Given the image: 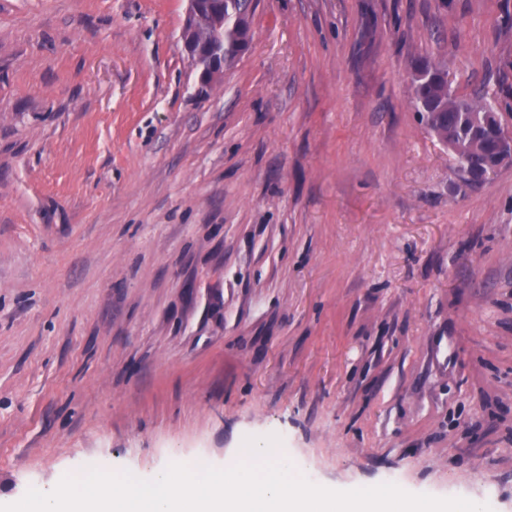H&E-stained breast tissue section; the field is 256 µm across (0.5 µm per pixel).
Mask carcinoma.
<instances>
[{"mask_svg":"<svg viewBox=\"0 0 512 512\" xmlns=\"http://www.w3.org/2000/svg\"><path fill=\"white\" fill-rule=\"evenodd\" d=\"M253 0H224V15L213 17L203 14L196 22L193 39L209 41L216 30L224 35V66L232 65L250 43L248 14L253 11ZM411 69H424L429 78L423 82L411 81L410 104L431 133L444 137L448 125L456 128L457 141L466 148L470 145L471 130L461 107L473 106L486 112L496 111L495 105L460 95L448 94L447 73L428 56H417L411 61Z\"/></svg>","mask_w":512,"mask_h":512,"instance_id":"1","label":"carcinoma"}]
</instances>
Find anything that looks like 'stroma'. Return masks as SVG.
<instances>
[{
  "instance_id": "obj_1",
  "label": "stroma",
  "mask_w": 512,
  "mask_h": 512,
  "mask_svg": "<svg viewBox=\"0 0 512 512\" xmlns=\"http://www.w3.org/2000/svg\"><path fill=\"white\" fill-rule=\"evenodd\" d=\"M257 0L201 87L187 0H0V501L278 436L321 486L512 512V165L409 102L502 92L512 0ZM411 69H424L429 78L423 82L411 81L410 104L433 135L444 138L448 133V140L442 139V142L453 154L457 172L465 184L483 185L503 164L512 163V131L504 127L501 114L495 105L455 93L450 96L448 74L429 56L415 57L411 61ZM470 104L477 109H484V112H498L500 124L497 121L491 128L494 133L500 132L502 128L496 140L495 163L462 154L458 147L457 141L464 148L471 142V130L464 119V112H460L461 107H469ZM448 124L455 126L457 141L454 132L448 129Z\"/></svg>"
}]
</instances>
